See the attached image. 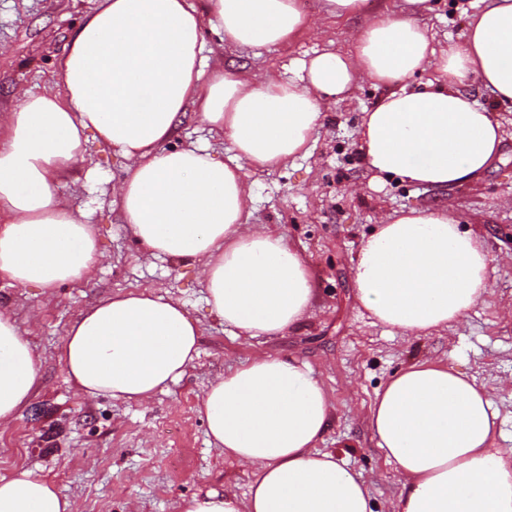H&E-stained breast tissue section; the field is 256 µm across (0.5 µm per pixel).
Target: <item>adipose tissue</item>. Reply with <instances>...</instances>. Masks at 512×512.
<instances>
[{
	"label": "adipose tissue",
	"mask_w": 512,
	"mask_h": 512,
	"mask_svg": "<svg viewBox=\"0 0 512 512\" xmlns=\"http://www.w3.org/2000/svg\"><path fill=\"white\" fill-rule=\"evenodd\" d=\"M368 21L351 50L325 52L296 79L219 72L204 78L206 17L240 48L284 45L320 28L302 0H98L58 62L63 91H21L0 112V274L45 290L99 264L93 225L60 196L74 167L93 166L90 140L129 165L112 189L143 259L198 268L211 311L236 335L279 336L316 302L309 262L273 228L249 224L252 174L306 154L333 103L359 83L388 87L366 112L360 150L369 170L445 189L479 177L503 130L472 95L512 103V0H489L464 39L438 47L418 15L429 0ZM431 69L430 89H410ZM229 140L221 160L170 140L188 111ZM492 258L447 208L382 216L361 245L355 297L382 326L431 334L490 297ZM200 326L184 305L149 291L83 311L59 359L89 398L145 402L180 381L199 355ZM41 381V358L0 311V427ZM212 444L254 467L246 497L208 490L183 512H374L365 481L317 444L334 407L306 362L271 356L216 376L198 404ZM499 411L460 370L415 360L377 392L368 424L401 477L396 512H512V451L496 447ZM0 512H78L32 469L0 478Z\"/></svg>",
	"instance_id": "ef3b65f1"
}]
</instances>
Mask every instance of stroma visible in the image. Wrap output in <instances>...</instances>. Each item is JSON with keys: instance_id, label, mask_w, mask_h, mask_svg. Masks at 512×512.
<instances>
[{"instance_id": "1", "label": "stroma", "mask_w": 512, "mask_h": 512, "mask_svg": "<svg viewBox=\"0 0 512 512\" xmlns=\"http://www.w3.org/2000/svg\"><path fill=\"white\" fill-rule=\"evenodd\" d=\"M422 17L436 45L461 42L484 0H431ZM96 0H0V107L17 89L43 93L70 35ZM323 32L292 44L238 49L205 22V74L221 69L259 78L296 77L303 60L346 49L362 19L325 20ZM471 92L491 108L504 131L501 157L477 180L448 189L396 179L376 180L359 149L365 112L384 95L363 83L333 104L311 148L293 165L254 175L251 223L277 228L316 274L318 301L306 321L280 336L247 339L224 327L206 303L195 267L145 262L135 237L112 205V185L126 159L92 144L93 180L69 178L59 190L85 211L105 255L92 278L45 292L0 275V310L10 311L42 359L41 383L20 416L0 428V476L33 469L75 499L80 512H181L184 500L224 488L245 496L255 470L214 448L196 411L213 377L258 355L305 360L335 409L321 449L335 452L368 486L374 512H396L400 477L375 445L368 411L377 391L414 359H431L475 377L499 410L496 444L512 448V107L488 91ZM445 206L478 233L493 258L489 302L428 336H408L374 324L354 296L352 272L361 242L381 215ZM147 288L184 303L201 326L199 356L181 381L149 402L87 399L68 381L56 357L66 331L87 306L113 294Z\"/></svg>"}]
</instances>
